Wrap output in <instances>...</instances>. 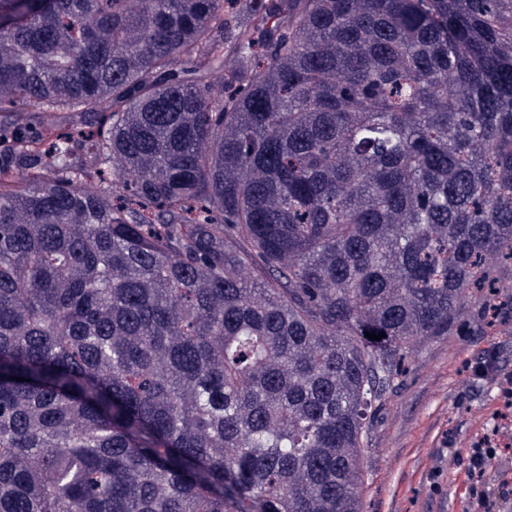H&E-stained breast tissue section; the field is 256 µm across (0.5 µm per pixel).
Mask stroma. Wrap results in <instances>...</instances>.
I'll list each match as a JSON object with an SVG mask.
<instances>
[{"label":"stroma","mask_w":512,"mask_h":512,"mask_svg":"<svg viewBox=\"0 0 512 512\" xmlns=\"http://www.w3.org/2000/svg\"><path fill=\"white\" fill-rule=\"evenodd\" d=\"M487 351L512 371V311L488 333L471 298L450 334L411 339L404 381L386 394L363 450L364 512H465L467 448L512 433L497 381L471 374Z\"/></svg>","instance_id":"stroma-1"}]
</instances>
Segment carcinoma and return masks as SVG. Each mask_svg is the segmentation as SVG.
Returning <instances> with one entry per match:
<instances>
[{"mask_svg":"<svg viewBox=\"0 0 512 512\" xmlns=\"http://www.w3.org/2000/svg\"><path fill=\"white\" fill-rule=\"evenodd\" d=\"M231 2L0 0L13 127L108 117L0 178V512H363L408 340L512 279V0Z\"/></svg>","mask_w":512,"mask_h":512,"instance_id":"1","label":"carcinoma"}]
</instances>
